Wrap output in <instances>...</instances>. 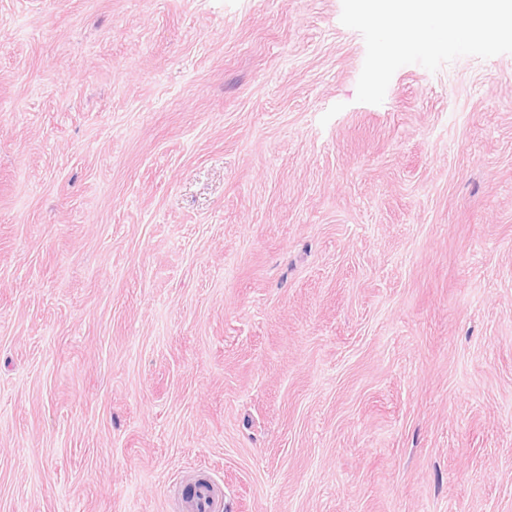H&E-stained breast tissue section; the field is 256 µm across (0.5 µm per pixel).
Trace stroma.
<instances>
[{"mask_svg":"<svg viewBox=\"0 0 512 512\" xmlns=\"http://www.w3.org/2000/svg\"><path fill=\"white\" fill-rule=\"evenodd\" d=\"M341 11L0 0V512H512V54ZM185 512H224V493L217 484L206 479L204 483L195 485L191 498H184Z\"/></svg>","mask_w":512,"mask_h":512,"instance_id":"stroma-1","label":"stroma"}]
</instances>
